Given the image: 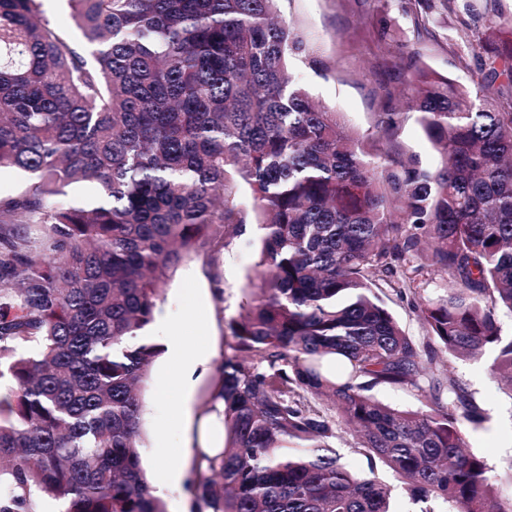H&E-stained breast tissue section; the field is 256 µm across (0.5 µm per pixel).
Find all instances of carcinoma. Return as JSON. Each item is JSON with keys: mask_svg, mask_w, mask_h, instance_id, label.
Listing matches in <instances>:
<instances>
[{"mask_svg": "<svg viewBox=\"0 0 512 512\" xmlns=\"http://www.w3.org/2000/svg\"><path fill=\"white\" fill-rule=\"evenodd\" d=\"M92 60L43 16L0 0V512H165L141 457L144 335L160 284L190 254L257 221L256 283L229 324L210 411L225 443L198 452L195 512H390L381 463L420 512H512L468 449L481 409L423 360L377 289L415 310L451 360H489L512 390V18L484 8L472 85L391 59L405 110L439 155L382 152L319 105L280 0H67ZM93 184L95 203L55 204ZM247 185L254 214L237 202ZM442 284L435 298L420 284ZM408 388L419 406L382 403ZM323 401L310 404L308 397ZM351 435L370 474L334 446ZM28 177L18 172L0 174V197L2 200L19 195L26 187Z\"/></svg>", "mask_w": 512, "mask_h": 512, "instance_id": "cac0c4a2", "label": "carcinoma"}]
</instances>
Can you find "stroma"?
I'll use <instances>...</instances> for the list:
<instances>
[{"label": "stroma", "instance_id": "obj_1", "mask_svg": "<svg viewBox=\"0 0 512 512\" xmlns=\"http://www.w3.org/2000/svg\"><path fill=\"white\" fill-rule=\"evenodd\" d=\"M465 4L466 0H450L447 11L431 15L414 0H281L279 7L286 22L303 34L312 56L328 67L323 73L299 65L306 86L323 106L338 112L348 129L373 140L376 112L403 103L398 96L381 97L378 90L382 84L398 87V77L385 61L403 46L416 48L420 64L438 75L471 84L477 67L471 44L484 20ZM383 17L392 22L387 37L378 31ZM395 146L416 155L422 166L438 163L418 113H408ZM260 236L257 225L251 224L228 247L185 259L162 285L154 319L145 330L161 353L142 390V462L150 474H183L181 481L154 487L167 512H192L197 451L224 444L223 427L208 411L210 393L221 362L234 353L228 324L241 311L259 260ZM380 296L408 336L429 344L408 298L388 287ZM175 332L205 353L188 389L170 352ZM449 373L485 410L483 421L468 428L470 450L505 474L512 469V400L498 390L485 364L457 360Z\"/></svg>", "mask_w": 512, "mask_h": 512}]
</instances>
